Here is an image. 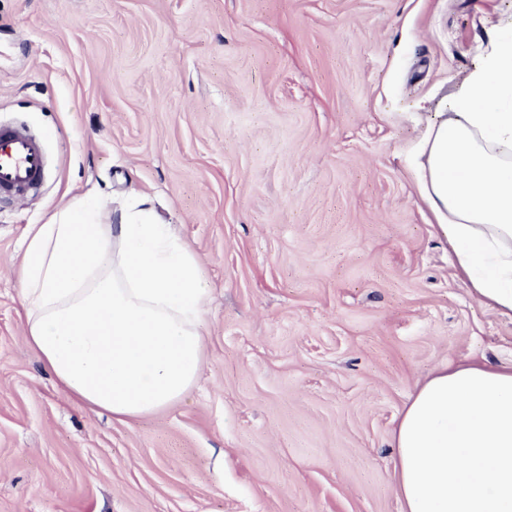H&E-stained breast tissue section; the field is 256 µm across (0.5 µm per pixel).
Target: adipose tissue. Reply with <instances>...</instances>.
Listing matches in <instances>:
<instances>
[{
    "label": "adipose tissue",
    "instance_id": "adipose-tissue-1",
    "mask_svg": "<svg viewBox=\"0 0 512 512\" xmlns=\"http://www.w3.org/2000/svg\"><path fill=\"white\" fill-rule=\"evenodd\" d=\"M418 192L477 298L512 313V19L412 149ZM14 275L27 339L78 404L150 415L201 379L209 290L188 244L142 200L91 201L28 236ZM404 512H512V368L447 365L393 435Z\"/></svg>",
    "mask_w": 512,
    "mask_h": 512
}]
</instances>
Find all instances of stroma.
<instances>
[{
    "mask_svg": "<svg viewBox=\"0 0 512 512\" xmlns=\"http://www.w3.org/2000/svg\"><path fill=\"white\" fill-rule=\"evenodd\" d=\"M512 0H0V121L49 159L0 204V512H401L392 434L435 368L512 364L411 148ZM94 195L173 224L204 379L124 423L27 341L29 229Z\"/></svg>",
    "mask_w": 512,
    "mask_h": 512,
    "instance_id": "obj_1",
    "label": "stroma"
}]
</instances>
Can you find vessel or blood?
<instances>
[{"label":"vessel or blood","instance_id":"1","mask_svg":"<svg viewBox=\"0 0 512 512\" xmlns=\"http://www.w3.org/2000/svg\"><path fill=\"white\" fill-rule=\"evenodd\" d=\"M47 174L42 141L19 124L0 125V197L37 193Z\"/></svg>","mask_w":512,"mask_h":512}]
</instances>
